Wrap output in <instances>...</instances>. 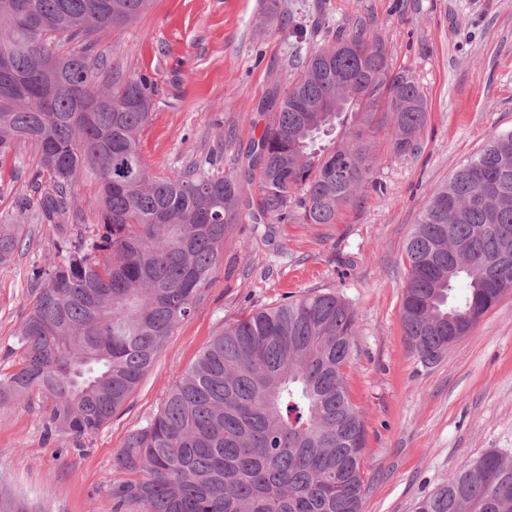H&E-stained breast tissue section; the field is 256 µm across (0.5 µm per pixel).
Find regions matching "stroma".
<instances>
[{"label": "stroma", "instance_id": "35a3bbf8", "mask_svg": "<svg viewBox=\"0 0 512 512\" xmlns=\"http://www.w3.org/2000/svg\"><path fill=\"white\" fill-rule=\"evenodd\" d=\"M373 19L394 67L410 71L428 120L418 149L394 155L372 141L371 183L332 224H307L296 202L264 237L260 183H244L243 217L224 236L200 301L152 369L94 436L47 434V398L34 391L0 405V492L30 512H98L125 475L114 464L130 431L160 409L175 378L222 327L307 291L339 294L358 315L352 403L366 427L363 512H414L423 496L483 453L512 459V293L436 363L404 335L405 247L423 206L486 140L512 130V0H154L123 28L101 34L106 70L146 76L153 108L139 151L153 175L192 166L234 170L270 121L262 107L293 77L296 32L313 44ZM33 146L0 162V221L23 224V246L0 267V373L21 356L17 336L39 273L62 261L53 225L40 223Z\"/></svg>", "mask_w": 512, "mask_h": 512}]
</instances>
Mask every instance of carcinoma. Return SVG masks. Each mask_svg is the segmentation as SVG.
Segmentation results:
<instances>
[{
  "label": "carcinoma",
  "mask_w": 512,
  "mask_h": 512,
  "mask_svg": "<svg viewBox=\"0 0 512 512\" xmlns=\"http://www.w3.org/2000/svg\"><path fill=\"white\" fill-rule=\"evenodd\" d=\"M152 0H0V159L39 154L38 219L64 261L45 272L21 324L18 367L0 405L36 389L46 430L93 436L121 409L203 293L241 217L242 184L259 178L256 224L299 197L308 224H334L371 171L369 140L388 130L415 154L427 105L394 68L371 22L307 50L273 119L239 171L145 169L138 136L151 100L144 76L104 79L96 34ZM93 96L105 104L87 111ZM99 182L101 224L73 235L72 180ZM23 242L0 224V265ZM401 320L435 362L512 292V131L489 138L433 192L406 247ZM461 296H454L456 284ZM357 316L334 292L301 295L224 325L179 374L158 413L115 457L129 479L111 491L140 512H362L365 429L344 385ZM416 512H512V460L490 450L417 503Z\"/></svg>",
  "instance_id": "obj_1"
}]
</instances>
